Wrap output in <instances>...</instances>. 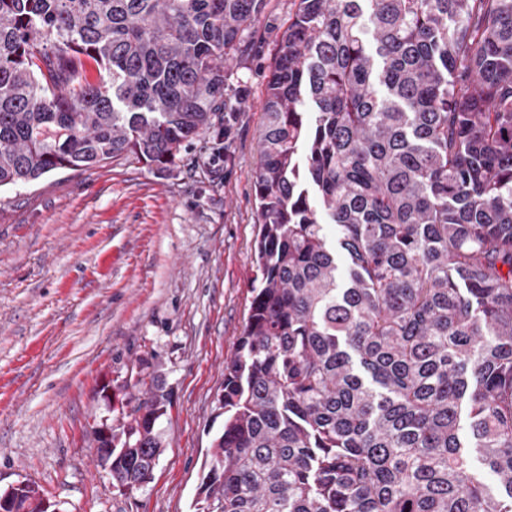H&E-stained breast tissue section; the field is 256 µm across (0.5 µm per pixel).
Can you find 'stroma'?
<instances>
[{"label": "stroma", "instance_id": "1", "mask_svg": "<svg viewBox=\"0 0 512 512\" xmlns=\"http://www.w3.org/2000/svg\"><path fill=\"white\" fill-rule=\"evenodd\" d=\"M293 0H264L258 41L226 66L233 133L175 167L136 155L0 189V491L25 481L60 512H193L223 426L260 222V101ZM172 394L151 481L127 494L95 431L141 367Z\"/></svg>", "mask_w": 512, "mask_h": 512}]
</instances>
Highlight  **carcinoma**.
<instances>
[{
  "label": "carcinoma",
  "mask_w": 512,
  "mask_h": 512,
  "mask_svg": "<svg viewBox=\"0 0 512 512\" xmlns=\"http://www.w3.org/2000/svg\"><path fill=\"white\" fill-rule=\"evenodd\" d=\"M262 2L0 0V188L223 139ZM294 5L196 512H512V0ZM132 389L96 430L118 485L151 479L171 409ZM18 512L49 501L25 482Z\"/></svg>",
  "instance_id": "carcinoma-1"
}]
</instances>
